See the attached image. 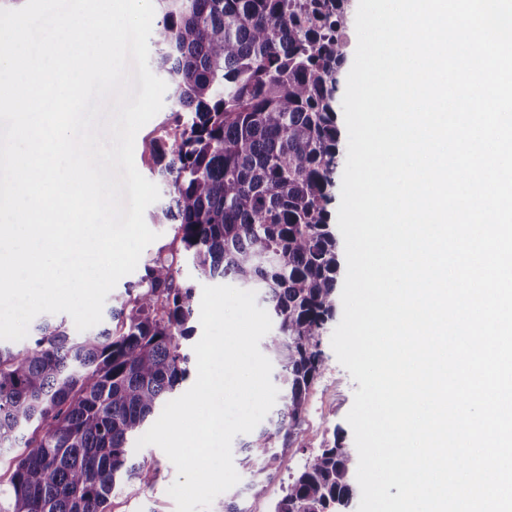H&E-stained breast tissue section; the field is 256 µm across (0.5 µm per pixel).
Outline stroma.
Wrapping results in <instances>:
<instances>
[{
    "label": "stroma",
    "instance_id": "stroma-1",
    "mask_svg": "<svg viewBox=\"0 0 512 512\" xmlns=\"http://www.w3.org/2000/svg\"><path fill=\"white\" fill-rule=\"evenodd\" d=\"M176 122L172 112L161 109L137 133L134 143V162L137 170L145 177L153 176V161L145 154V139L176 133ZM324 370L312 385L303 426L302 441L294 448L288 461V470H283L271 479L253 478L243 464H236L240 476L238 490L244 491L250 512H271L281 498L288 482L289 469L297 468L312 452L318 451L327 442L340 439L343 446L353 447V432L346 420L359 384L353 381L349 372L338 362L331 346L330 336H323ZM136 459L148 460L159 468L154 483L146 488L131 487L113 502V512H175V503L167 489L176 478V470L165 453L154 445H148L135 453ZM257 483V490H249V483Z\"/></svg>",
    "mask_w": 512,
    "mask_h": 512
}]
</instances>
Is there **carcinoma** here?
<instances>
[{
  "label": "carcinoma",
  "mask_w": 512,
  "mask_h": 512,
  "mask_svg": "<svg viewBox=\"0 0 512 512\" xmlns=\"http://www.w3.org/2000/svg\"><path fill=\"white\" fill-rule=\"evenodd\" d=\"M151 42L181 130L144 151L165 186L154 224L175 225L143 266L110 324L78 334L43 318L30 343L0 346V512H112L129 484L158 468L133 461L161 404L188 378L201 279L259 291L275 323L263 349L280 394L240 442L245 465L269 476L303 433L321 338L336 315L340 251L329 209L341 124L336 110L350 0H153ZM355 455L334 441L288 475L273 512H350ZM212 512H249L238 492Z\"/></svg>",
  "instance_id": "carcinoma-1"
}]
</instances>
